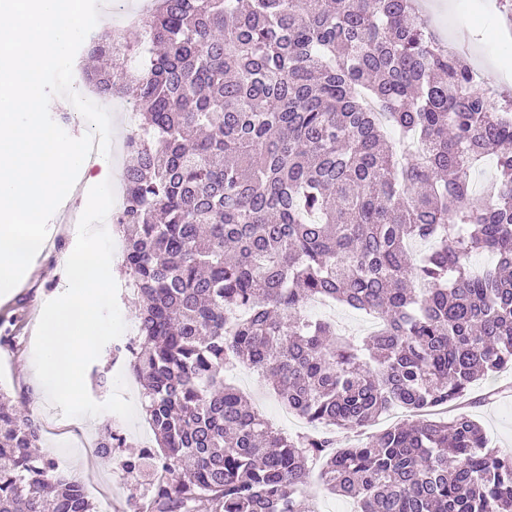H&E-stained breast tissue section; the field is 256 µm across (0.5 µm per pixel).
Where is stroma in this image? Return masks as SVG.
I'll return each mask as SVG.
<instances>
[{"mask_svg":"<svg viewBox=\"0 0 512 512\" xmlns=\"http://www.w3.org/2000/svg\"><path fill=\"white\" fill-rule=\"evenodd\" d=\"M422 2L441 37L471 48L474 62L484 72L485 83L499 95H512V67L502 66L504 60H512V50L503 49L498 35L502 17L512 10V0ZM71 208V201H63L49 222L46 239L52 245L51 252L37 255L19 284L0 296V319L21 321L14 347L0 346V388L33 406V415L42 429L41 453L70 458L88 496L107 495L110 512H138L151 495L150 487L146 480L124 474L121 462L155 445L154 439L145 436L149 426L144 414H137L131 423L111 412L88 418L64 416L60 407L49 402L32 368L35 333L43 307L65 291L62 260L77 240L72 225L65 222ZM102 372L109 379L103 386L98 383ZM119 375L125 381L124 398L138 401L139 386L128 358L113 359L108 346L86 370L85 383L91 398L105 402L114 391L113 379ZM226 381L252 403L261 405L272 425L284 423L289 432L300 431V423L284 422L285 407L265 380L253 379L249 370L241 367ZM461 408L482 423L490 447L502 451L512 448V369L477 381ZM109 429L125 436L123 447L113 449L108 456L85 448V441H99Z\"/></svg>","mask_w":512,"mask_h":512,"instance_id":"obj_1","label":"stroma"}]
</instances>
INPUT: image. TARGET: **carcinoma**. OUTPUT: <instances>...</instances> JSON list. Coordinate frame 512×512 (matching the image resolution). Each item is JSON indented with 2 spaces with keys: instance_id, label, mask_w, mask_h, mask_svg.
Masks as SVG:
<instances>
[{
  "instance_id": "1",
  "label": "carcinoma",
  "mask_w": 512,
  "mask_h": 512,
  "mask_svg": "<svg viewBox=\"0 0 512 512\" xmlns=\"http://www.w3.org/2000/svg\"><path fill=\"white\" fill-rule=\"evenodd\" d=\"M415 3L158 0L135 65L110 34L86 51L112 61L95 89L137 107L119 227L157 451L123 466L154 468L145 512H315L314 460L356 512H512V454L434 416L512 368V100ZM316 299L380 328L345 336L303 313ZM237 363L316 430L271 427L224 384ZM392 406L413 421L337 446ZM40 442L0 390V512H94Z\"/></svg>"
}]
</instances>
